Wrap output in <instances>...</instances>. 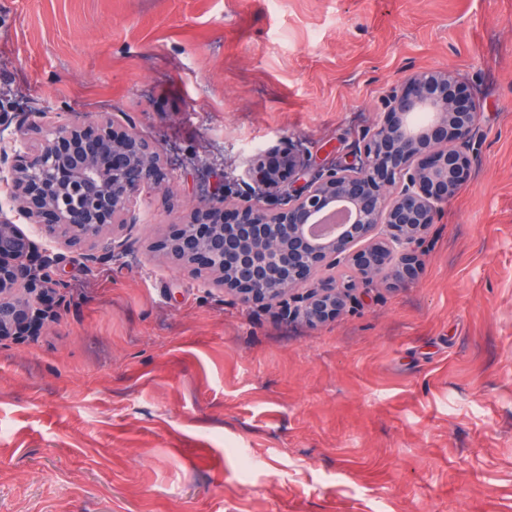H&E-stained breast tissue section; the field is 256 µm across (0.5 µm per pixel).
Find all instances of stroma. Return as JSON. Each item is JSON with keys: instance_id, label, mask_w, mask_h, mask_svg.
Instances as JSON below:
<instances>
[{"instance_id": "1", "label": "stroma", "mask_w": 512, "mask_h": 512, "mask_svg": "<svg viewBox=\"0 0 512 512\" xmlns=\"http://www.w3.org/2000/svg\"><path fill=\"white\" fill-rule=\"evenodd\" d=\"M477 93L411 283L309 327L157 247L256 151L342 156L407 74ZM130 122L171 176L134 252L56 256L0 340V512H512V0H0V114Z\"/></svg>"}]
</instances>
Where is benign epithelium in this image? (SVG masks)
Listing matches in <instances>:
<instances>
[{"label":"benign epithelium","mask_w":512,"mask_h":512,"mask_svg":"<svg viewBox=\"0 0 512 512\" xmlns=\"http://www.w3.org/2000/svg\"><path fill=\"white\" fill-rule=\"evenodd\" d=\"M383 117L351 159L317 163L302 143L254 154L245 204L221 194L200 201L165 245L181 264L210 271L245 306L277 309L290 323L336 318L378 283L402 286L420 271L419 249L440 210L476 168L480 104L449 70L415 73L391 88ZM23 150L0 148V178L17 216L88 261L121 259L133 206L164 180L166 162L132 125L109 116L85 122L46 112L19 119ZM351 224L316 240L308 225L337 203ZM54 257L0 213V335L35 336L52 320L39 300L68 285ZM343 269L348 275H316Z\"/></svg>","instance_id":"1"}]
</instances>
